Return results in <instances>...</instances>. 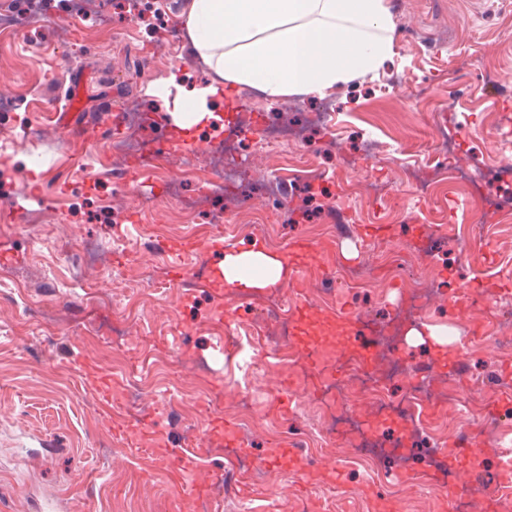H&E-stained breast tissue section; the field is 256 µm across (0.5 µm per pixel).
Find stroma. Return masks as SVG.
<instances>
[{
    "label": "stroma",
    "instance_id": "1",
    "mask_svg": "<svg viewBox=\"0 0 512 512\" xmlns=\"http://www.w3.org/2000/svg\"><path fill=\"white\" fill-rule=\"evenodd\" d=\"M9 7L24 23L0 29V206L13 215L0 222V512H383L387 502L392 512H457L446 486L500 480L512 449V339L499 318L512 311V277L498 267L512 260V218L492 217L461 181L490 178L512 157V0H391L395 56L383 71L337 92L319 120L320 99L240 89L216 104L234 110L229 141L211 123L179 133L153 94L173 73L211 78L183 38L184 0ZM74 88L82 105L66 132L51 115ZM288 120L301 126L292 147L257 148L252 126ZM445 135L454 160L440 170L432 158ZM170 138L185 148L157 154ZM372 138L380 150L369 149ZM146 198L156 203L148 215ZM184 200L195 209H182ZM29 209L41 210L40 223L26 222ZM220 224L235 228L223 253L175 273L161 243L203 244ZM371 224L380 235H364ZM452 224L483 231L455 241ZM295 237L331 247L334 271L329 254L315 253L301 263L298 288L214 286L225 254L256 244L276 254ZM352 268L366 280L342 284ZM423 281L435 302L405 317L391 347L426 377L453 379L463 404L432 400L424 415L448 438L469 426L475 452L450 469L414 453L366 465L342 437L273 463L311 415L338 408L310 396L333 362L311 370L304 344L326 339L338 357H354L346 315L386 330ZM487 284L498 290L493 304L452 306L459 291ZM276 295L283 310L267 304ZM300 304L303 323L293 315ZM429 327L445 331V345L435 346ZM412 328L422 340L409 342ZM77 352L111 378L112 410L85 387ZM255 355L262 365L252 372ZM275 371L297 386L284 416L271 411ZM252 385L268 393L246 416L237 401ZM150 415L160 425L138 431ZM228 423L252 449L250 462L229 459ZM198 435L210 442L199 492L181 501L155 454ZM131 446L138 455H127ZM320 465L339 469V480L309 482Z\"/></svg>",
    "mask_w": 512,
    "mask_h": 512
}]
</instances>
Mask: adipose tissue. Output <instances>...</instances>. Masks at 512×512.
I'll return each mask as SVG.
<instances>
[{
	"instance_id": "ef3b65f1",
	"label": "adipose tissue",
	"mask_w": 512,
	"mask_h": 512,
	"mask_svg": "<svg viewBox=\"0 0 512 512\" xmlns=\"http://www.w3.org/2000/svg\"><path fill=\"white\" fill-rule=\"evenodd\" d=\"M182 33L208 64V83L177 75L158 95L176 128L215 120L222 90L250 88L270 100L324 97L377 73L394 52L390 0H185ZM288 274L263 248L224 257V279L241 289L265 288Z\"/></svg>"
}]
</instances>
